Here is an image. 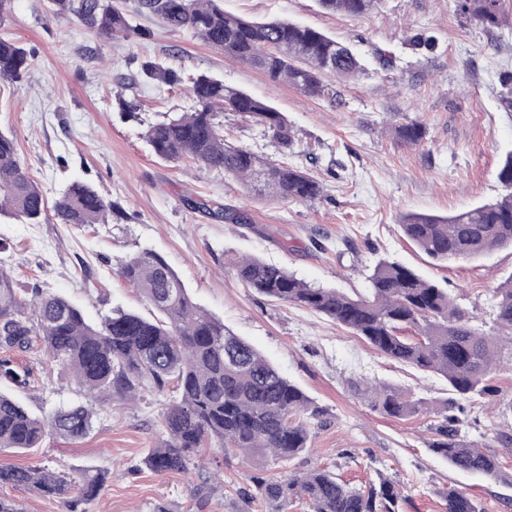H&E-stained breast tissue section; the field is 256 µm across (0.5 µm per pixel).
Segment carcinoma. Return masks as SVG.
I'll return each mask as SVG.
<instances>
[{"label": "carcinoma", "instance_id": "cac0c4a2", "mask_svg": "<svg viewBox=\"0 0 512 512\" xmlns=\"http://www.w3.org/2000/svg\"><path fill=\"white\" fill-rule=\"evenodd\" d=\"M330 12L364 17L383 0H318ZM455 11L487 27L502 20L503 0H453ZM55 16L73 15L99 34L112 37L135 30L134 16L160 17L173 31H189L211 48L245 62L272 81H284L308 95L324 91L322 77L351 79L365 71L348 45L324 33L284 20L251 21L224 12L223 0H138L134 10L114 0H50ZM30 69L27 50L0 36V82H18ZM143 74L162 83L182 77L171 68L149 64ZM195 106L166 122L148 126L145 138L154 153L170 162L193 158L226 179L242 181L261 195L283 200H314L321 184L288 161L295 136L285 115L269 103L205 73L187 77ZM243 112L283 148L271 160L224 139V113ZM415 144L425 130L417 122L398 128ZM497 178L506 190L500 199L447 217L410 214L400 227L404 236L436 261L480 258L512 246V152ZM54 209L65 224H106L115 206L93 186L74 180L59 192ZM47 199L27 173L14 139L0 132V215L26 224L42 223ZM243 286L274 301L307 307L362 338L383 356L442 376L449 398L436 410L443 418L429 448L458 470L496 477V454L466 440L454 410L494 396L489 375L503 349L512 362V275L494 291L493 331L471 323L469 312L448 289L411 269L383 260L368 277L365 295L315 287L283 266L259 258L231 262ZM118 274L137 288L153 307V316L114 308L97 324L64 296L38 288L21 296L12 275L0 268V348L26 352L38 345L66 364L88 392L122 402L135 400L145 388L161 394L174 385L177 398L161 414L166 440L145 460L157 475L186 472L191 453L210 440L224 451L254 462L250 476L267 512H288L294 499L307 500L313 512H399L406 500L398 484L380 477L366 489L348 486L323 469L294 470L284 477L264 475L272 457L290 462L308 448L309 430L301 415L319 410L250 343L224 322L195 304L182 280L163 257L144 250L121 263ZM31 372L12 359L0 358V385L26 388ZM369 405L405 419L427 408L421 399L377 382L364 388ZM98 410L93 405L61 407L46 416L29 412L9 393L0 392V451L40 447L45 435L87 437ZM110 472H84L79 494L70 480L45 467L0 466V488L36 490L59 499L65 512H86L108 482ZM446 512H484L480 502L455 489L444 495Z\"/></svg>", "mask_w": 512, "mask_h": 512}]
</instances>
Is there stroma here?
Returning a JSON list of instances; mask_svg holds the SVG:
<instances>
[{"mask_svg": "<svg viewBox=\"0 0 512 512\" xmlns=\"http://www.w3.org/2000/svg\"><path fill=\"white\" fill-rule=\"evenodd\" d=\"M225 12L254 21L282 19L327 33L351 46L366 71L343 81L324 77V95L309 96L272 82L161 19L136 17L137 32L107 40L77 18L55 17L48 0H13L0 33L30 54L27 77L0 84V131L13 136L29 176L48 202L71 180L93 186L117 208L110 223L76 226L48 210L42 224L0 217V265L21 293L40 288L68 298L90 320L120 306L148 316L145 298L117 273L142 250L159 253L193 300L250 342L313 399L305 416L306 452L265 472L322 467L357 487L387 476L400 484L405 512H445L441 494L453 487L479 499L485 512H512V487L454 470L427 446L447 398L443 378L392 361L322 315L277 303L245 288L226 262L258 257L307 283L365 294L382 260L396 261L437 282L467 309L476 327H492L493 290L512 275V249L481 259L437 262L400 231L409 212L451 215L503 195L496 174L512 151V0L501 25L488 28L456 14L453 0H384L366 17L322 10L317 0H224ZM431 36L434 47L417 44ZM181 74L207 73L270 101L295 134L291 162L322 185L312 201L255 196L192 159L156 157L143 138L149 124L190 110L186 83L144 80L143 64ZM424 125L423 141L398 140L397 126ZM224 136L271 159L281 151L245 114L224 115ZM244 211L250 224L207 214L213 204ZM39 384L17 391L31 411L49 413L86 400L71 370L41 350L14 352ZM383 381L427 401L430 412L400 420L368 406L360 383ZM496 394L465 406L468 440L496 452L512 474V450L496 440L512 434V365L490 376ZM173 390L147 391L132 402L105 399L89 436H46L41 447L0 453V466L48 467L80 481L85 469L112 472L88 512H263L251 498L252 469L237 454L210 446L193 457L188 475L159 476L143 460L166 434L160 416ZM212 493L203 510L193 494Z\"/></svg>", "mask_w": 512, "mask_h": 512, "instance_id": "1", "label": "stroma"}]
</instances>
